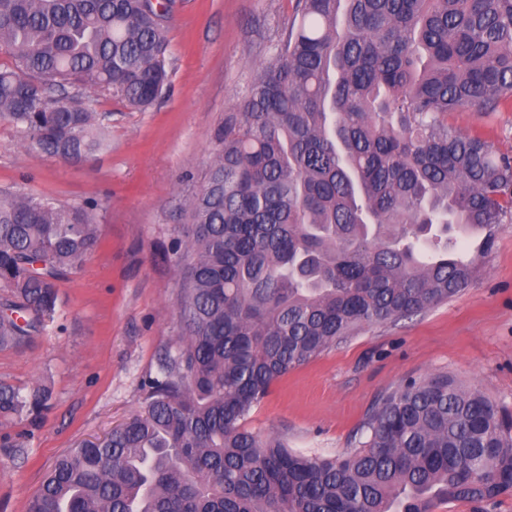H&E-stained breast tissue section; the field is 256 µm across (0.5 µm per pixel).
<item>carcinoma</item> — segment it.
I'll return each mask as SVG.
<instances>
[{
  "mask_svg": "<svg viewBox=\"0 0 512 512\" xmlns=\"http://www.w3.org/2000/svg\"><path fill=\"white\" fill-rule=\"evenodd\" d=\"M173 0H0V121L78 163L107 146L88 91L146 109ZM22 71L28 80L18 82ZM512 105V0H296L214 134L179 242V348L143 410L61 456L28 512H435L512 494V419L448 373L409 380L337 458L245 428L271 385L343 339L457 296L512 223V155L455 112ZM97 203L0 190V346L54 324ZM50 398L0 384V417Z\"/></svg>",
  "mask_w": 512,
  "mask_h": 512,
  "instance_id": "obj_1",
  "label": "carcinoma"
}]
</instances>
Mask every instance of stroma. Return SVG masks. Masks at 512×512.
I'll return each instance as SVG.
<instances>
[{
	"label": "stroma",
	"instance_id": "obj_1",
	"mask_svg": "<svg viewBox=\"0 0 512 512\" xmlns=\"http://www.w3.org/2000/svg\"><path fill=\"white\" fill-rule=\"evenodd\" d=\"M295 0H175L168 19L170 84L140 112L93 93L112 115L105 150L71 164L27 151L0 122V189L59 205L98 201L99 243L58 283L47 333L0 348V383L44 386L36 423L0 417V512H26L63 454L104 437L144 406L145 386L181 334V276L172 251L188 232L184 199L213 158L214 130L238 111L253 70L272 55ZM462 132L512 147V112H461ZM448 372L512 414V223L467 288L417 316L365 328L275 381L245 426L309 456L356 448L381 397L407 379Z\"/></svg>",
	"mask_w": 512,
	"mask_h": 512
}]
</instances>
